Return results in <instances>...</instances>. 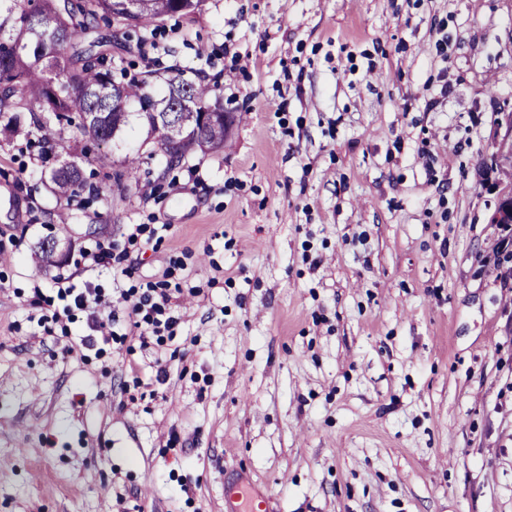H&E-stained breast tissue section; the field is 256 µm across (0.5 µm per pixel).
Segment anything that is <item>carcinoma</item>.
I'll list each match as a JSON object with an SVG mask.
<instances>
[{
  "mask_svg": "<svg viewBox=\"0 0 512 512\" xmlns=\"http://www.w3.org/2000/svg\"><path fill=\"white\" fill-rule=\"evenodd\" d=\"M201 0H0V135H38L42 154L62 139L53 127L77 124L97 145L108 146L135 129L172 167L198 152L224 147V120L202 124V112H222L221 75L204 68H170L131 73L112 55V35L99 21L136 30L127 53H143L154 27L168 16H190ZM180 123L183 140L172 148L170 133ZM139 179V154L124 160L118 178ZM50 191L71 204L87 188L81 166L63 161L50 173Z\"/></svg>",
  "mask_w": 512,
  "mask_h": 512,
  "instance_id": "1",
  "label": "carcinoma"
}]
</instances>
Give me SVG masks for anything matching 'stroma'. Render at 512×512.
I'll return each mask as SVG.
<instances>
[{"label": "stroma", "mask_w": 512, "mask_h": 512, "mask_svg": "<svg viewBox=\"0 0 512 512\" xmlns=\"http://www.w3.org/2000/svg\"><path fill=\"white\" fill-rule=\"evenodd\" d=\"M129 61L221 74L235 124L171 168L65 129L108 184L67 208L56 159L0 136V512H224L239 476L274 512H512V0H205ZM63 270L117 340L68 352ZM150 285L162 384L118 302ZM494 161L496 169L502 171L509 178V182L498 189L489 221L491 224L510 226L512 224V142L506 150L498 151Z\"/></svg>", "instance_id": "stroma-1"}]
</instances>
